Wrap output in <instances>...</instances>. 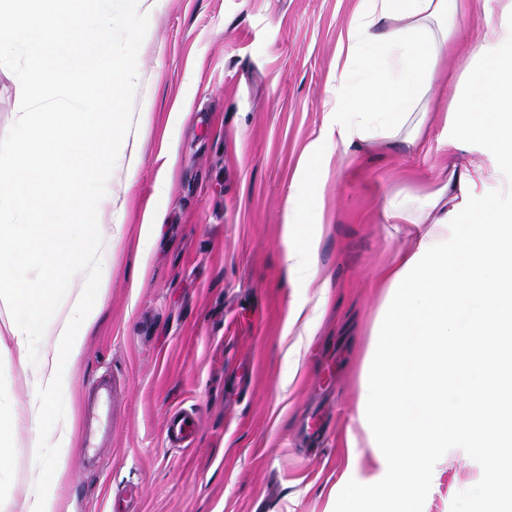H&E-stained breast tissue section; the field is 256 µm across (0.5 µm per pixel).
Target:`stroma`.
<instances>
[{
	"label": "stroma",
	"mask_w": 512,
	"mask_h": 512,
	"mask_svg": "<svg viewBox=\"0 0 512 512\" xmlns=\"http://www.w3.org/2000/svg\"><path fill=\"white\" fill-rule=\"evenodd\" d=\"M148 2L132 125L98 207L112 238L107 301L72 381L81 393L111 376L112 440L94 457L72 450L62 512H341L345 488L371 473L361 387L388 304L377 275L407 244L381 223L382 202L492 159L476 142L448 152L439 121L416 145L322 163L323 222L289 225L307 149L336 124L326 100L358 0ZM151 210L164 221L145 243ZM308 246L326 289L285 271L288 250ZM294 308L311 331L288 327ZM11 320L0 306L5 412L36 397ZM179 409L195 416L186 448L164 438ZM35 437L28 423L14 430L0 487L9 512L34 476ZM503 479L502 464L445 449L414 512H481Z\"/></svg>",
	"instance_id": "1"
}]
</instances>
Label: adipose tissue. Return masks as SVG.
<instances>
[{"label": "adipose tissue", "mask_w": 512, "mask_h": 512, "mask_svg": "<svg viewBox=\"0 0 512 512\" xmlns=\"http://www.w3.org/2000/svg\"><path fill=\"white\" fill-rule=\"evenodd\" d=\"M475 0H360L336 62L329 101L337 144L385 143L402 130L419 139L429 94L449 55H464L448 102L458 133L451 149L482 141L499 164L488 170L454 166L424 195L388 196L386 223L416 226L414 246L396 253L386 272L390 303L381 342L362 385L365 411L379 421L375 456L385 483L368 476L343 499L342 512H363L375 486L412 512L414 488L442 449L465 448L512 460V209L478 193L488 182L512 199V0L502 14L484 10L475 44L462 37ZM307 187L289 199L303 224L324 219L317 158ZM71 428L60 421L50 445H35L36 478L22 512H59L69 477Z\"/></svg>", "instance_id": "obj_1"}]
</instances>
